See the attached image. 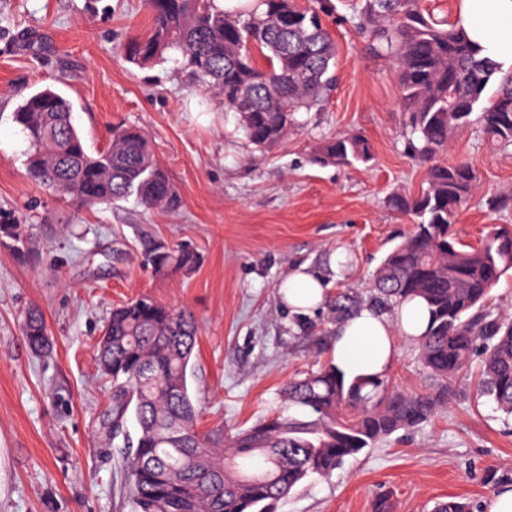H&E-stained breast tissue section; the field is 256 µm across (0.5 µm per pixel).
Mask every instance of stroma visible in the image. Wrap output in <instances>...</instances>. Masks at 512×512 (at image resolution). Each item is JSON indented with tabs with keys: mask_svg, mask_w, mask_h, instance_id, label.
Returning <instances> with one entry per match:
<instances>
[{
	"mask_svg": "<svg viewBox=\"0 0 512 512\" xmlns=\"http://www.w3.org/2000/svg\"><path fill=\"white\" fill-rule=\"evenodd\" d=\"M350 14L348 0H331L324 16L339 61L325 110L301 113L297 133L259 150L177 58L140 67L124 56L123 44L150 26L143 0H0V224L20 225L30 254L25 261L0 245V512H133L123 444L102 447L99 425L112 385L96 343L113 306L147 294L194 313L197 425L221 432L277 411L289 380L330 363L333 297L371 305L374 271L414 225L387 198L421 192L426 175L407 151L391 67L367 51ZM46 86L73 102L93 150L107 148L113 125L144 130L181 208L146 212L131 197L88 210L31 181L12 114ZM338 134L364 136L373 160L313 164L314 148ZM442 159L468 161L480 176L450 226L460 241L475 246L492 227L512 226V209L485 206L488 195L512 191V151L492 146L473 124ZM159 242L195 247L196 271L156 276L143 257ZM304 263L325 278L328 300L297 314L278 283ZM33 308L48 327L45 355L22 335ZM387 379L433 389L416 345L405 341ZM478 379L471 366L430 420L348 458L332 476L305 479L279 512H372L384 491L394 493L397 512H431L451 497L485 512L495 487L481 476L512 469V425L478 396Z\"/></svg>",
	"mask_w": 512,
	"mask_h": 512,
	"instance_id": "1",
	"label": "stroma"
}]
</instances>
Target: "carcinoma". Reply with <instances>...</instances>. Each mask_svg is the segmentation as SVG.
Wrapping results in <instances>:
<instances>
[{"label":"carcinoma","mask_w":512,"mask_h":512,"mask_svg":"<svg viewBox=\"0 0 512 512\" xmlns=\"http://www.w3.org/2000/svg\"><path fill=\"white\" fill-rule=\"evenodd\" d=\"M255 13L226 11L215 0H145L147 33L124 45L139 66L173 53L195 80L224 100L245 138L272 148L301 126V111H320L336 86V45L320 11L296 0H260ZM368 50L386 59L400 89L408 147L426 169L419 194L395 193L389 206L415 218L412 234L382 260L374 303L393 308L414 297L431 313L417 343L418 359L437 383L433 392L388 389L383 379L350 383L328 364L283 388L280 410L230 433H201L198 396L189 385L198 327L141 295L112 309L97 359L112 382V405L101 419L105 441L121 437L134 512H277L311 474L328 476L379 440L428 421L448 398V385L481 353L478 389L512 416V317L480 313L491 290L512 275V229L495 226L478 246L449 234L455 214L478 190L475 170L439 156L452 137L477 123L489 143L512 148V69L479 51L453 23L425 16L419 0H362L352 18ZM266 65L259 66L255 55ZM497 92L485 98L487 87ZM26 138L24 165L36 183L85 208L135 196L147 210H176L181 196L134 125L112 127L107 149L92 151L75 126L72 103L51 87L24 99L13 114ZM367 139L336 136L314 150L320 165L366 164ZM0 236L24 253L16 224ZM155 274L189 273L199 255L189 247L145 253ZM36 354L51 347L42 313L23 323ZM135 435L126 430L128 416ZM433 512H473L457 498Z\"/></svg>","instance_id":"carcinoma-1"}]
</instances>
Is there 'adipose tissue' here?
<instances>
[{
    "label": "adipose tissue",
    "mask_w": 512,
    "mask_h": 512,
    "mask_svg": "<svg viewBox=\"0 0 512 512\" xmlns=\"http://www.w3.org/2000/svg\"><path fill=\"white\" fill-rule=\"evenodd\" d=\"M480 55L512 64V0H460L456 16ZM294 312L318 307L325 288L315 274L300 268L278 285ZM429 310L419 298L404 301L386 315L365 307L339 327L332 364L346 378L384 376L394 364L400 341H413L428 328Z\"/></svg>",
    "instance_id": "ef3b65f1"
}]
</instances>
